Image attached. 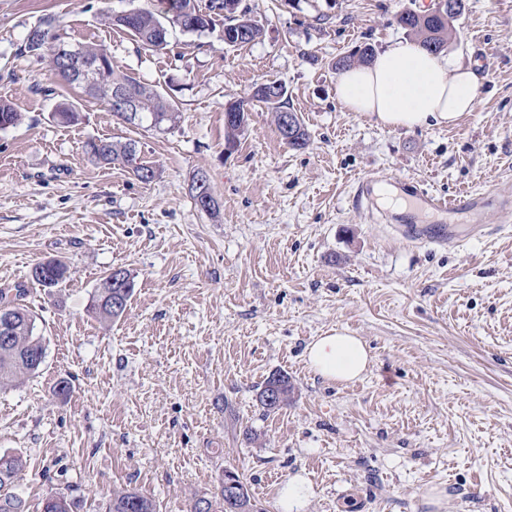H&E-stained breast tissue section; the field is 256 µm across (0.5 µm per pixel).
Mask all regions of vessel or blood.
I'll use <instances>...</instances> for the list:
<instances>
[{
  "mask_svg": "<svg viewBox=\"0 0 512 512\" xmlns=\"http://www.w3.org/2000/svg\"><path fill=\"white\" fill-rule=\"evenodd\" d=\"M405 196L409 211L396 216L406 238L443 244L457 238V215H465L469 224L483 223L489 204H496L505 212H512V195L486 190L478 194H462L452 199L432 195L405 178L394 181Z\"/></svg>",
  "mask_w": 512,
  "mask_h": 512,
  "instance_id": "vessel-or-blood-1",
  "label": "vessel or blood"
}]
</instances>
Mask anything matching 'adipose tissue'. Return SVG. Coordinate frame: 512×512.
<instances>
[{"instance_id":"adipose-tissue-1","label":"adipose tissue","mask_w":512,"mask_h":512,"mask_svg":"<svg viewBox=\"0 0 512 512\" xmlns=\"http://www.w3.org/2000/svg\"><path fill=\"white\" fill-rule=\"evenodd\" d=\"M481 78L468 66L450 63L418 41L399 39L364 65L342 70L336 98L350 112H362L385 127L408 130L455 125L473 111ZM315 372L324 378L354 382L370 361L360 337L336 331L317 337L306 349Z\"/></svg>"}]
</instances>
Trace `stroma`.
I'll return each mask as SVG.
<instances>
[{
    "label": "stroma",
    "mask_w": 512,
    "mask_h": 512,
    "mask_svg": "<svg viewBox=\"0 0 512 512\" xmlns=\"http://www.w3.org/2000/svg\"><path fill=\"white\" fill-rule=\"evenodd\" d=\"M242 3L255 42L227 45L217 16L155 52L102 20L146 0H0V97L23 116L0 131V291L24 289L45 348L36 375L0 391V454L26 463L12 493L27 512L51 493L107 512L133 488L159 512H192L231 468L264 512H279L298 472L312 484L306 512H433L431 488L444 512H512V232L492 208L462 239L411 242L352 202L368 174L446 198L512 192V0H465L445 55L479 70L483 93L455 125L413 130L345 111L335 64L405 38L396 15L431 0ZM48 17L68 41L104 46L115 73L167 93L176 127H131L21 53ZM268 79L286 87L305 149L284 145L250 99ZM241 98L230 150L224 112ZM64 99L78 123L56 120ZM96 137L137 141L154 179L89 161ZM198 173L218 217L191 198ZM47 259L69 268L54 288L29 278ZM115 268L134 292L105 323L90 303ZM336 329L367 344L360 381L307 363L306 345ZM279 372L293 393L268 412L259 393Z\"/></svg>",
    "instance_id": "35a3bbf8"
}]
</instances>
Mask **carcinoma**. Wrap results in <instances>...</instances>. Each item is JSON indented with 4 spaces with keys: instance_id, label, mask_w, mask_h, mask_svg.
Here are the masks:
<instances>
[{
    "instance_id": "1",
    "label": "carcinoma",
    "mask_w": 512,
    "mask_h": 512,
    "mask_svg": "<svg viewBox=\"0 0 512 512\" xmlns=\"http://www.w3.org/2000/svg\"><path fill=\"white\" fill-rule=\"evenodd\" d=\"M232 2L240 5L241 0H208L206 10H201L196 0H150L148 8H134L122 15L109 17L110 24L127 31L152 51H162L169 45L170 30L179 28L184 33L201 34L210 28L211 15H224V26L228 27L237 18L224 14L226 4ZM459 7L455 12H448V4L436 0L434 7L425 12L407 9L396 17V23L408 34L420 39L428 50L441 53L448 47V41L455 33L454 22L465 9L464 0H458ZM44 31L41 39L37 33L28 32L21 52L44 58L48 62L51 74L65 79L66 66L62 58L67 54L70 43L64 41L62 34L55 30L54 21L45 19L37 25ZM373 57L370 47L357 49L354 53L341 57L336 62V69H345L357 62L367 63ZM78 61L102 62L100 79L109 84L119 82L138 100L140 112L130 118L117 111L112 104L105 103L107 109L127 124L147 130L165 131L175 124L178 118V106L167 99L157 89L147 86L131 76L115 77L112 71V58L108 51L100 45L79 44ZM21 119L20 113L13 106L0 100V131L16 126ZM84 152L96 163L110 165L116 162L131 167L133 175L141 182L153 179V169L138 162V149L135 141H114L110 138H91L84 144ZM39 274L33 282L43 288L58 286L67 276V266L59 260L51 259L34 266ZM133 293V280L126 277L125 286L112 287V274L105 275L92 299L94 313L103 321H110L121 316ZM12 319L14 341L0 345V390L13 386L24 376L35 374L41 362L31 358L36 351L44 355L42 337L37 334L35 318L27 306L0 293V316ZM281 384V398L276 404H268L264 400V392L274 383ZM292 387L285 375H274L267 379L259 394V401L267 411H275L288 404V396ZM24 463L16 455H0V512H24L25 505L21 499L6 493L23 470ZM241 493L230 505H225L224 491H219L215 499H199L208 503L207 512H262L253 502V497L244 481H239ZM71 505L63 496L50 495L45 498L43 512H70ZM109 512H156L154 502L136 490H124L112 497Z\"/></svg>"
}]
</instances>
